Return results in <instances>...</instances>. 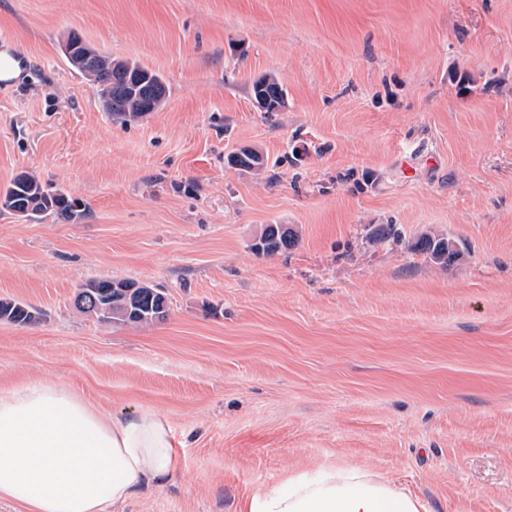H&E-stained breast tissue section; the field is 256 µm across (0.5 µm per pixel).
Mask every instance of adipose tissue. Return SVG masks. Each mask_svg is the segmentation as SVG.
<instances>
[{"label": "adipose tissue", "mask_w": 512, "mask_h": 512, "mask_svg": "<svg viewBox=\"0 0 512 512\" xmlns=\"http://www.w3.org/2000/svg\"><path fill=\"white\" fill-rule=\"evenodd\" d=\"M179 466L166 418L107 420L66 385L0 391V498L26 512H122ZM244 512H426L416 498L358 471L321 469L249 496Z\"/></svg>", "instance_id": "obj_1"}]
</instances>
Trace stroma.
<instances>
[{
    "label": "stroma",
    "instance_id": "35a3bbf8",
    "mask_svg": "<svg viewBox=\"0 0 512 512\" xmlns=\"http://www.w3.org/2000/svg\"><path fill=\"white\" fill-rule=\"evenodd\" d=\"M73 33L161 75L163 106L113 120ZM4 49L26 78L0 82V191L26 173L77 206L0 208V299L44 313L0 322V389L165 415L180 465L125 512H240L326 467L512 512V0H0ZM266 224L297 246L256 254ZM430 231L450 267L412 250ZM100 278L163 288L167 319L78 312ZM65 54L68 56V61L78 71H83L86 75L92 77L95 72V63L98 56V51L91 45L83 40L70 39L66 42L64 47ZM81 70V71H80ZM85 77V76H84ZM254 99L262 112H278L284 106L286 91L276 78H264L253 85Z\"/></svg>",
    "mask_w": 512,
    "mask_h": 512
}]
</instances>
